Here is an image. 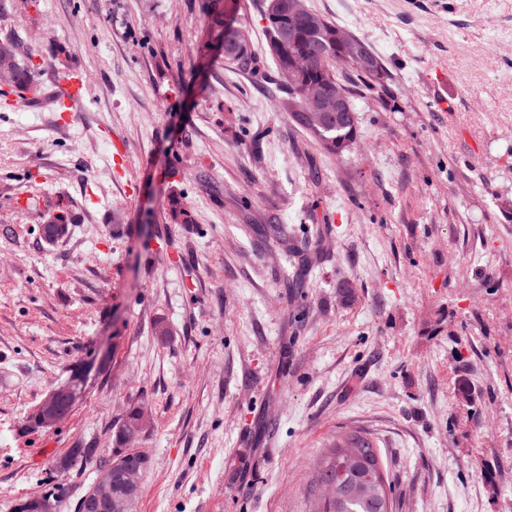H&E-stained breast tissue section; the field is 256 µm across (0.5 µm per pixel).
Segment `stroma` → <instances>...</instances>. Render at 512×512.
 <instances>
[{"label":"stroma","instance_id":"1","mask_svg":"<svg viewBox=\"0 0 512 512\" xmlns=\"http://www.w3.org/2000/svg\"><path fill=\"white\" fill-rule=\"evenodd\" d=\"M8 2L41 95L0 99V512H74L99 463L70 449L115 446L151 458L136 512H317L343 430L395 512H512V0H306L390 75L338 158L267 91L260 0L252 69L205 0ZM86 85L82 76L77 72L69 73V78L63 81L58 101L64 106L63 112L68 119L73 118L77 106L84 99ZM75 392L70 386H59L50 390L38 407L41 423L52 426L70 413L75 402ZM38 412L32 415L35 423L40 425Z\"/></svg>","mask_w":512,"mask_h":512}]
</instances>
